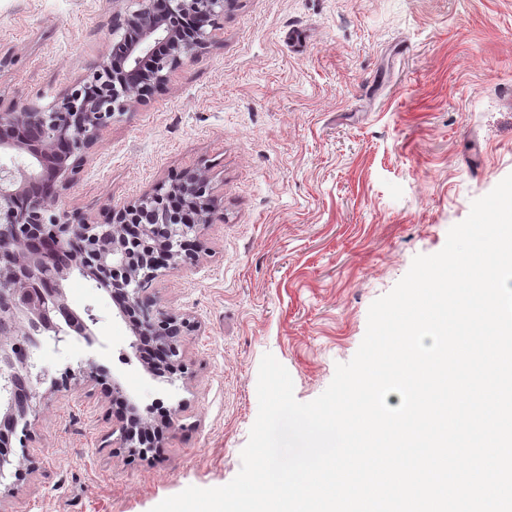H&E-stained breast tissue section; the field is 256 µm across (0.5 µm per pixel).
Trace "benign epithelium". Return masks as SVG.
<instances>
[{"label": "benign epithelium", "instance_id": "1", "mask_svg": "<svg viewBox=\"0 0 512 512\" xmlns=\"http://www.w3.org/2000/svg\"><path fill=\"white\" fill-rule=\"evenodd\" d=\"M231 0H137L138 8L113 15L106 60L82 86L62 94L49 112L34 107L0 111V149L25 153L33 168H0V421L18 422L29 435L38 387L45 393L95 380L91 359L48 378L37 356L43 344L66 346L74 336L93 342L95 315L69 303L67 285L77 274L105 290L143 359L146 347L161 361L144 363L154 376L184 373L179 358L183 336L194 330L185 318L164 314L150 293L157 272L197 261L189 235L211 223L214 205L206 177L188 170L163 193L114 208L103 224L54 210L50 203L70 190L117 113L163 88L169 74L208 45ZM115 419L120 440L146 453L163 429L133 403L118 396Z\"/></svg>", "mask_w": 512, "mask_h": 512}]
</instances>
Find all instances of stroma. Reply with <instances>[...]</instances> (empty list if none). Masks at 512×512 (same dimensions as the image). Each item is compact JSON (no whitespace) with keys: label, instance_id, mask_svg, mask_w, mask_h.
Returning <instances> with one entry per match:
<instances>
[{"label":"stroma","instance_id":"1","mask_svg":"<svg viewBox=\"0 0 512 512\" xmlns=\"http://www.w3.org/2000/svg\"><path fill=\"white\" fill-rule=\"evenodd\" d=\"M135 0H0V110L48 109L86 82ZM204 171L216 201L195 264L163 270L160 309L196 323L174 382L132 358L112 298L76 278L96 344L41 347L57 372L94 358L103 382L42 399L23 478L0 512H151L241 468L270 353L298 401L350 361L370 305L439 252L471 204L512 174V0H235L207 49L116 116L57 202L94 222ZM117 383L170 415L159 448L124 447Z\"/></svg>","mask_w":512,"mask_h":512}]
</instances>
